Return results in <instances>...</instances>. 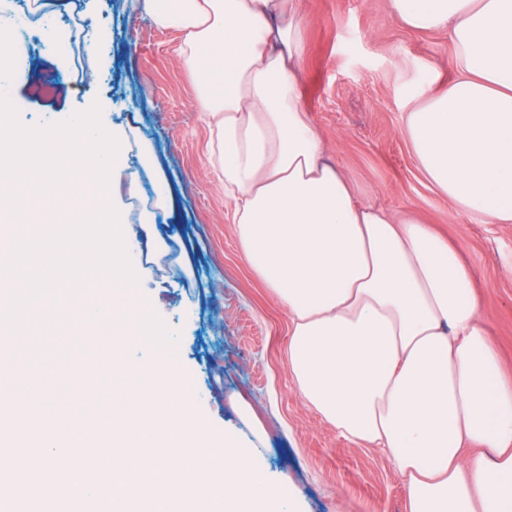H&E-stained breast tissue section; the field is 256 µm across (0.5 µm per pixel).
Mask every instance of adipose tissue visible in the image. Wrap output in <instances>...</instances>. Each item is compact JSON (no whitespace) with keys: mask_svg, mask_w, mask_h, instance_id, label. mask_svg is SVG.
Instances as JSON below:
<instances>
[{"mask_svg":"<svg viewBox=\"0 0 512 512\" xmlns=\"http://www.w3.org/2000/svg\"><path fill=\"white\" fill-rule=\"evenodd\" d=\"M210 118L242 254L288 309L302 398L344 437L385 449L409 512H512V379L447 239L362 203L300 92L296 0H136ZM447 33L456 74L407 112L426 177L462 211L512 224V0H387Z\"/></svg>","mask_w":512,"mask_h":512,"instance_id":"1","label":"adipose tissue"}]
</instances>
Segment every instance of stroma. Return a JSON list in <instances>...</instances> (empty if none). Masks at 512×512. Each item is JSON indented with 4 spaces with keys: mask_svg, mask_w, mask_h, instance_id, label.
Here are the masks:
<instances>
[{
    "mask_svg": "<svg viewBox=\"0 0 512 512\" xmlns=\"http://www.w3.org/2000/svg\"><path fill=\"white\" fill-rule=\"evenodd\" d=\"M105 31L95 55L71 41L64 71L55 52L17 64L10 97L28 126L65 120L100 104L109 124L137 127L164 179L140 171L143 191L173 194L174 207L154 231L169 248L161 265L131 293L148 300L179 335L178 372L191 389L200 421L216 437L242 428L231 406L240 396L267 433L257 466L289 482L301 512H407L408 491L390 455L342 435L299 396L284 351L288 311L241 256L229 204L209 160V119L177 48L180 33L156 27L131 0H91ZM307 52L303 96L325 158L338 165L363 203L408 212L430 224L462 257L479 315L512 375V224L462 212L421 171L402 133L406 112L432 83L448 86L455 51L447 35L420 33L393 18L387 0H297ZM56 80L57 94L30 88ZM22 394H61L54 353L32 356L24 339H8Z\"/></svg>",
    "mask_w": 512,
    "mask_h": 512,
    "instance_id": "stroma-1",
    "label": "stroma"
}]
</instances>
